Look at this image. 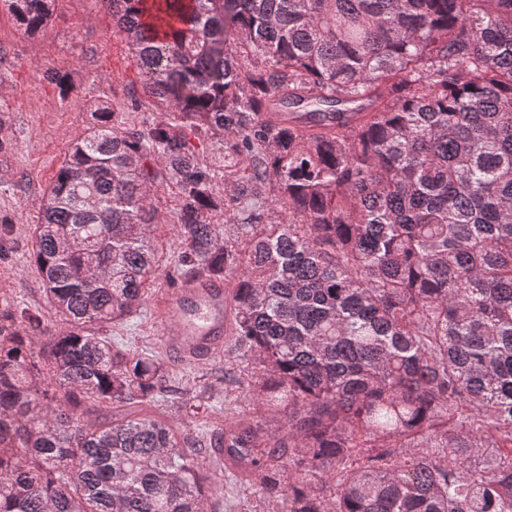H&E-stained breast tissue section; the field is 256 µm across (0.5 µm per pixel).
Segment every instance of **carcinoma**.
Instances as JSON below:
<instances>
[{"instance_id":"obj_1","label":"carcinoma","mask_w":512,"mask_h":512,"mask_svg":"<svg viewBox=\"0 0 512 512\" xmlns=\"http://www.w3.org/2000/svg\"><path fill=\"white\" fill-rule=\"evenodd\" d=\"M55 0H0L23 33ZM165 117L98 107L39 204L65 322L0 308V512H208L162 359L103 329L232 279L228 358L278 435L221 447L285 512H512V0H109Z\"/></svg>"}]
</instances>
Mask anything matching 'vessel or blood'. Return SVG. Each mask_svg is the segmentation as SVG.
Returning <instances> with one entry per match:
<instances>
[{
    "label": "vessel or blood",
    "mask_w": 512,
    "mask_h": 512,
    "mask_svg": "<svg viewBox=\"0 0 512 512\" xmlns=\"http://www.w3.org/2000/svg\"><path fill=\"white\" fill-rule=\"evenodd\" d=\"M232 300L220 277H188L157 302L161 334L180 362H203L220 354L231 326Z\"/></svg>",
    "instance_id": "b4317fda"
}]
</instances>
